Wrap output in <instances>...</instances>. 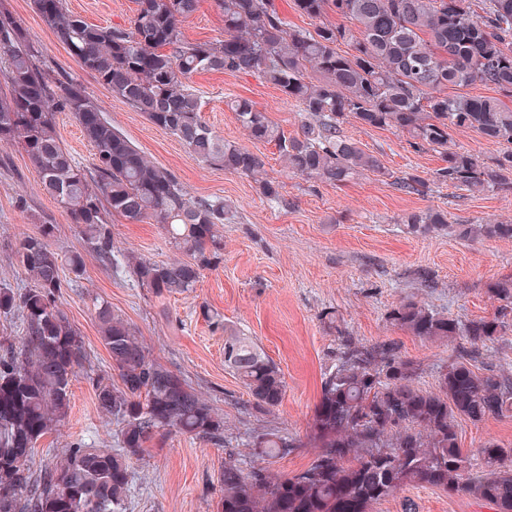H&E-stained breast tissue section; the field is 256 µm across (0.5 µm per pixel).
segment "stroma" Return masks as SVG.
<instances>
[{
  "label": "stroma",
  "instance_id": "1",
  "mask_svg": "<svg viewBox=\"0 0 512 512\" xmlns=\"http://www.w3.org/2000/svg\"><path fill=\"white\" fill-rule=\"evenodd\" d=\"M65 8L89 24L108 27L126 22L135 13L137 0H65ZM0 12L21 23L42 63L82 84L104 107L113 127L174 173L190 195L223 199L234 213L224 227L222 261L204 270L193 293L158 299L127 272L105 269L90 255L81 275L65 273L58 304L82 336L89 361L72 382L67 416L38 441L33 469L53 465L74 442L96 448L114 443L116 426L98 411L92 385L93 376L112 372L94 317L95 299L110 302L142 336L151 358L210 399L224 419L225 444L172 432L132 458L127 512H217L221 471L231 453L242 454L245 467L262 466L275 475L306 468L313 449L263 460L247 454L245 443L262 431L308 438L322 374L345 340L365 345L396 341L402 357L418 367L417 386L435 389L440 368L457 356L456 345L431 343L390 324L388 313L400 301H422L462 320L495 312L498 303L489 287L512 278V239L417 238L405 233L401 218L439 208L452 224L512 220V193L472 194L444 185L424 197L405 195L372 173L340 188L310 185L288 171L274 144L248 139L228 103L248 99L291 134L298 129L297 107L254 76L194 74L190 82L202 94L207 123L225 140L247 146L264 160L267 177L278 184L283 198L279 204L270 202L252 179L196 159L145 114L113 97L78 66L32 0H0ZM182 31L192 41L223 38L224 16L216 0H199ZM344 131L389 170L426 174L441 164L438 154L414 151L405 135L395 130L351 122ZM44 223L57 227L51 240L55 251L64 256L84 253L83 240L63 209L43 191L28 155L19 147L0 145V283L17 290L31 287L17 248L24 236ZM112 239L127 252L156 262L175 255L150 220L130 224L115 219ZM422 268L432 272L431 286L418 279ZM206 307L256 339L279 364L287 393L278 408H256L246 388L225 369L224 334L204 320ZM328 312L335 315V324L325 322ZM460 431L462 444L469 449L488 439L512 446V417L477 425L465 421ZM408 502L413 505L409 512H490L468 496L412 485L374 505L372 512H408Z\"/></svg>",
  "mask_w": 512,
  "mask_h": 512
}]
</instances>
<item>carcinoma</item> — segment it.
<instances>
[{
  "instance_id": "cac0c4a2",
  "label": "carcinoma",
  "mask_w": 512,
  "mask_h": 512,
  "mask_svg": "<svg viewBox=\"0 0 512 512\" xmlns=\"http://www.w3.org/2000/svg\"><path fill=\"white\" fill-rule=\"evenodd\" d=\"M78 65L113 96L169 132L194 157L253 179L270 201L278 186L263 177L264 161L230 143L202 119L203 103L187 83L199 71L254 75L281 91L299 111V131L287 134L244 98L228 103L248 138L273 143L288 170L304 179L342 186L365 172L389 179L405 195L425 196L448 185L472 194L512 192V107L494 97L450 94L475 83L512 94V0H294L298 12L320 21L295 28L273 0H218L224 39L190 41L182 22L198 0H138L135 14L116 27L90 25L68 13L64 0H33ZM334 8L340 21L323 22ZM347 49H342V46ZM0 144L18 145L43 189L67 213L86 250L110 269H124L142 288L163 297L190 293L202 272L224 254L230 210L220 199L187 194L112 126L102 106L79 83L51 75L35 62L21 24L0 13ZM71 114L92 144L84 169L60 145L56 119ZM395 129L416 151L432 150L442 165L429 175L400 174L361 148L343 125ZM472 129L499 145L481 160L452 148L450 132ZM151 219L177 257L163 263L132 258L112 241V218ZM407 234L448 235L466 241L512 239V222L448 223L429 208L405 214ZM56 225L42 224L19 242L20 262L33 281L22 292L0 287V315L18 317L21 346L0 350V512H125L132 481L128 461L164 433L224 440V418L209 400L150 358L142 337L112 305L93 301L101 341L118 381L95 380L100 413L115 421V448L73 443L64 458L31 470L38 440L66 416L71 385L88 362L83 338L57 305L62 269L76 276L84 260L52 249ZM490 293L501 302L490 317L463 322L430 305L402 301L390 323L425 341L458 342L460 359L438 372L437 389L415 385L417 367L394 342L347 341L323 373L310 445L317 453L299 473L272 478L224 460V494L217 512H371L407 485L464 493L493 512H512V447L494 439L462 447L459 421L478 424L512 417V374L482 372L465 359L467 346L494 345L512 309V280ZM203 316L224 331V368L243 383L254 405L278 407L287 390L277 363L237 327L209 308ZM254 454L284 458L302 441L259 433Z\"/></svg>"
}]
</instances>
